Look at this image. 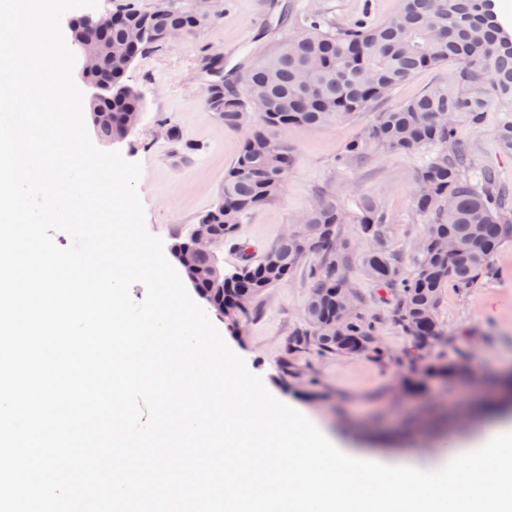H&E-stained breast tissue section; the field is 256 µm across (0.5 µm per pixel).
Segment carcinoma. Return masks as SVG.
<instances>
[{"mask_svg":"<svg viewBox=\"0 0 512 512\" xmlns=\"http://www.w3.org/2000/svg\"><path fill=\"white\" fill-rule=\"evenodd\" d=\"M486 10L492 5L484 0H403L400 14L380 25L327 29L313 16L304 31L280 41L233 81L205 86L206 107L219 113L224 127L245 131L218 201L196 218L214 225L223 240L280 194L294 164L295 150L271 139L270 128L321 125L374 111L373 122L346 147L344 158L364 154L368 144L387 152L433 151L415 175L412 204L425 228L409 273L388 245L379 204L367 196L349 214L336 199L321 195L300 219L299 231L220 278L214 275L218 256L192 250L191 235L176 234L171 254L190 252L191 265L182 267L188 282L234 331L251 317L262 293L288 281L304 258L312 259L305 326L294 332L279 361L283 377L302 375L298 354L391 360L375 333L377 316L357 305L348 285L350 258L340 243L341 224L352 219L363 225L371 242L362 255L364 270L377 287L389 289L391 318L422 350L447 340L437 318L445 288L468 295L481 287L491 274L492 255L512 239V191L456 138L462 120L479 124L493 107L512 112V36L497 20L486 22ZM112 16V26L102 31L80 17L69 22L73 45L90 41L97 51L92 80L104 95L90 119L105 144L125 140L134 131L133 114L144 112L142 93L125 82L137 56L171 40L173 30L188 38L216 18L183 0H155L149 10L127 8ZM448 61L459 65L453 85H434L406 103L376 111L414 72ZM160 124L170 130L174 153L193 149L176 126ZM457 375L449 366L414 369L404 386L416 390L427 377Z\"/></svg>","mask_w":512,"mask_h":512,"instance_id":"cac0c4a2","label":"carcinoma"}]
</instances>
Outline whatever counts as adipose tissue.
<instances>
[{
    "mask_svg": "<svg viewBox=\"0 0 512 512\" xmlns=\"http://www.w3.org/2000/svg\"><path fill=\"white\" fill-rule=\"evenodd\" d=\"M512 430V416L498 413L491 414L489 418L476 431L457 436L449 442L447 448L432 459H425L412 450H388L381 448H353L351 457L369 458L387 465H406L419 469H436L444 466L459 454L480 448L485 440L493 438L495 433Z\"/></svg>",
    "mask_w": 512,
    "mask_h": 512,
    "instance_id": "obj_1",
    "label": "adipose tissue"
}]
</instances>
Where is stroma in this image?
I'll list each match as a JSON object with an SVG mask.
<instances>
[{"label":"stroma","mask_w":512,"mask_h":512,"mask_svg":"<svg viewBox=\"0 0 512 512\" xmlns=\"http://www.w3.org/2000/svg\"><path fill=\"white\" fill-rule=\"evenodd\" d=\"M267 2L195 0L201 11L220 10V18L205 23L193 37L168 41L138 56L126 74V83L142 92L145 110L134 133L114 148L126 160L141 163L138 190L146 228L162 239L164 247H171L176 234L188 230L197 215L215 203L241 144L240 132L224 127L204 104L205 81L197 67L202 49L223 54L225 71L243 70L271 52L280 39L301 32L312 14H321L335 25L361 20L375 26L402 8V0H279L273 9ZM457 69L456 63L448 62L415 72L382 100V108L409 101L433 85L453 84ZM161 118L177 126L184 141L194 144V151L174 155L169 142L157 133ZM505 118V112L491 109L481 124L460 123L457 137L473 148L479 163L493 168L512 187V153L504 152L495 137ZM373 119V113L360 112L321 126L272 129L275 139L294 148L295 163L282 195L252 211L225 239L221 254L225 269L240 264L241 245L264 252L285 231L296 230L301 215L319 193L326 192L351 211L358 198L374 195L386 216L389 245L402 255L404 271H412L414 248L424 229L412 208L414 177L429 154H389L371 147L361 158L342 161L345 147L360 138ZM340 231L351 258L348 284L361 307L377 315V337L391 361L379 363L356 354L303 356L298 360L303 377L281 382L278 361L293 332L304 325L310 295L302 267L288 282L256 299L242 333H233L219 316L211 321L275 398L296 403L327 421L348 444L433 451L439 445L438 433L422 435L415 430L422 416L485 400L488 378L503 367L512 368V240L493 255V275L482 288L466 296L446 289L438 305L437 316L448 340L426 352L424 361L463 363L467 376L452 384L429 381L426 391L415 395L403 388L413 341L391 320L386 290L363 271L361 256L369 243L362 227L347 223Z\"/></svg>","instance_id":"1"}]
</instances>
